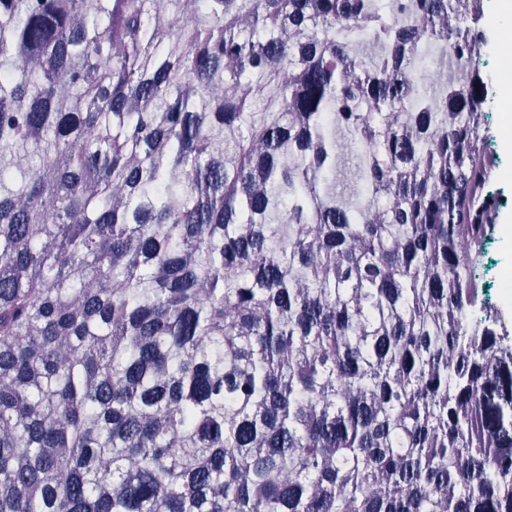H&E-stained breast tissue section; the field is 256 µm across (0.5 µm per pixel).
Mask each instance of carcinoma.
<instances>
[{
  "label": "carcinoma",
  "mask_w": 512,
  "mask_h": 512,
  "mask_svg": "<svg viewBox=\"0 0 512 512\" xmlns=\"http://www.w3.org/2000/svg\"><path fill=\"white\" fill-rule=\"evenodd\" d=\"M485 13L0 0V512H512Z\"/></svg>",
  "instance_id": "1"
}]
</instances>
